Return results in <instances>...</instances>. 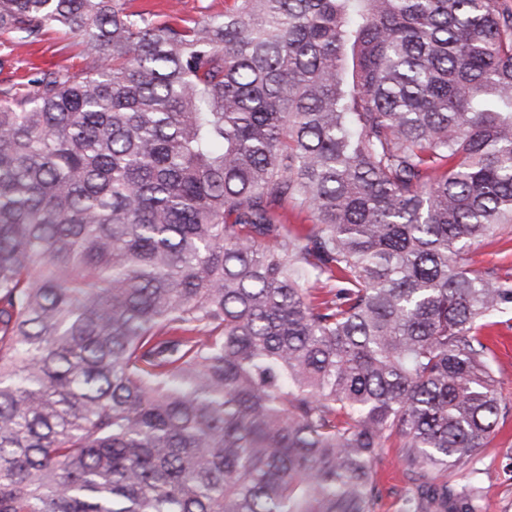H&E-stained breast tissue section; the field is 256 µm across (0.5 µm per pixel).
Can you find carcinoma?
I'll return each mask as SVG.
<instances>
[{"label": "carcinoma", "mask_w": 512, "mask_h": 512, "mask_svg": "<svg viewBox=\"0 0 512 512\" xmlns=\"http://www.w3.org/2000/svg\"><path fill=\"white\" fill-rule=\"evenodd\" d=\"M0 512H478L512 408V0H0ZM312 214L304 231L280 212ZM168 3L173 4V10L179 17L184 18H199L207 14L224 12L225 5L224 0H134L132 9L165 12ZM31 50H38V59L31 57ZM86 63L79 38L62 31L47 30L40 42L21 49L14 48L7 34L0 35V88L14 84L13 93L24 94L29 88L27 79L36 73L61 66L80 71ZM508 247L510 244L503 246L497 238L485 239L463 254V259L472 270L483 273L495 271L502 275L509 270L512 273V251H506ZM511 319V320H510ZM499 322L488 327L484 332L494 336L497 341L496 379L497 390L504 402L512 406V314L510 312L495 315L490 319ZM510 340V350H506L503 343ZM401 448H385L376 465V478L381 499L376 512H400L402 497L407 490L403 478L404 465L400 458Z\"/></svg>", "instance_id": "obj_1"}]
</instances>
